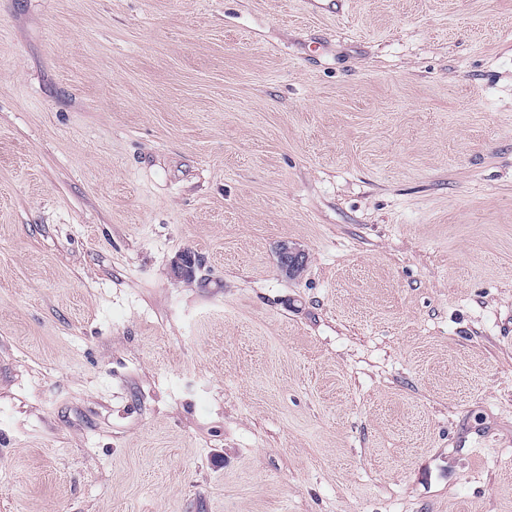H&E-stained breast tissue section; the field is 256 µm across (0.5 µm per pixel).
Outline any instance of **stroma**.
Returning a JSON list of instances; mask_svg holds the SVG:
<instances>
[{
  "label": "stroma",
  "mask_w": 512,
  "mask_h": 512,
  "mask_svg": "<svg viewBox=\"0 0 512 512\" xmlns=\"http://www.w3.org/2000/svg\"><path fill=\"white\" fill-rule=\"evenodd\" d=\"M0 512H512V0H0ZM308 264V254L304 249L282 242L277 250V265L282 274L286 277H294L302 272ZM201 265L198 255L186 250L180 252L172 262L174 276L183 281L191 282L195 279L196 269Z\"/></svg>",
  "instance_id": "stroma-1"
}]
</instances>
